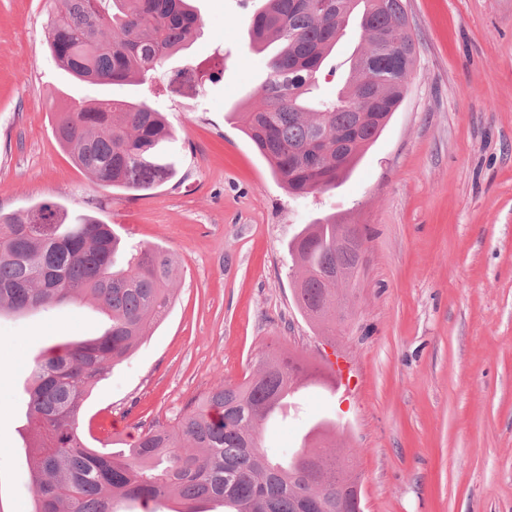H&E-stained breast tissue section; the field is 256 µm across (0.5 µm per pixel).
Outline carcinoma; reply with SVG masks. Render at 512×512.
<instances>
[{"mask_svg":"<svg viewBox=\"0 0 512 512\" xmlns=\"http://www.w3.org/2000/svg\"><path fill=\"white\" fill-rule=\"evenodd\" d=\"M249 45L278 41L246 113V133L291 195L334 189L379 136L404 99L415 43L403 0H264ZM361 41L334 72L335 97L316 94L328 58L351 22ZM200 18L188 0H67L48 16L46 41L58 65L96 84L147 80L166 56L188 48ZM55 134L74 164L107 191L139 192L170 176L154 149L173 138L146 102L73 101ZM362 254L361 228L327 215L288 243L301 269L294 293L311 321L336 326V289ZM175 260L158 246L119 252L94 217L73 218L54 202L0 212V314L91 301L108 319L98 336L61 341L37 357L26 381V422L35 512H140L176 497L177 512H362L352 470L333 465L336 449L303 443L281 465L263 444L270 405L311 365L261 354L241 383L224 382L189 401L172 421L142 431L130 448H93L80 424L84 402L110 368L158 322L175 290Z\"/></svg>","mask_w":512,"mask_h":512,"instance_id":"obj_1","label":"carcinoma"}]
</instances>
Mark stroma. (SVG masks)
I'll return each instance as SVG.
<instances>
[{
	"instance_id": "35a3bbf8",
	"label": "stroma",
	"mask_w": 512,
	"mask_h": 512,
	"mask_svg": "<svg viewBox=\"0 0 512 512\" xmlns=\"http://www.w3.org/2000/svg\"><path fill=\"white\" fill-rule=\"evenodd\" d=\"M262 4L192 0L201 28L152 83L101 85L70 77L47 49V16L65 0H0V211L52 201L178 261L163 318L94 388L83 424L128 445L242 381L261 352L329 356L347 389L310 387L264 429L270 453L298 448L327 417L329 445L361 476L363 512H512V0H405L417 61L401 106L346 180L304 198L289 196L239 118L265 76L248 47ZM191 66L196 84L167 91ZM73 97L161 112L175 138L159 157L174 176L104 194L54 136ZM327 214L366 238L332 334L301 312L287 249ZM104 324L88 303L0 315V512L35 508L23 399L36 357Z\"/></svg>"
}]
</instances>
